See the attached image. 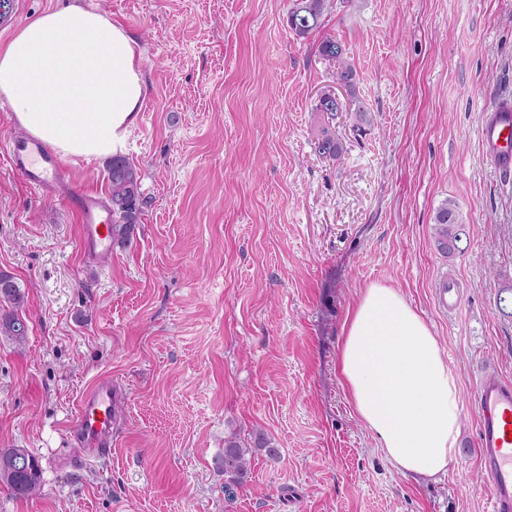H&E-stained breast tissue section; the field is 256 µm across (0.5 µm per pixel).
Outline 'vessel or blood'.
<instances>
[{"instance_id":"1","label":"vessel or blood","mask_w":512,"mask_h":512,"mask_svg":"<svg viewBox=\"0 0 512 512\" xmlns=\"http://www.w3.org/2000/svg\"><path fill=\"white\" fill-rule=\"evenodd\" d=\"M481 136L490 156L501 167L512 165V107L493 112ZM5 153L11 168L32 188L63 192L80 225V247L86 258L111 254L112 224L107 204L97 193L67 190L66 167L27 139H10ZM477 405L476 448L479 465L489 482V512H512V383L480 377L474 386ZM67 436L84 458L100 459L112 449L115 418L112 382L96 380L79 396Z\"/></svg>"}]
</instances>
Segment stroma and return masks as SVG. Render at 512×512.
Masks as SVG:
<instances>
[{
  "label": "stroma",
  "instance_id": "35a3bbf8",
  "mask_svg": "<svg viewBox=\"0 0 512 512\" xmlns=\"http://www.w3.org/2000/svg\"><path fill=\"white\" fill-rule=\"evenodd\" d=\"M0 0V43L48 6ZM143 49L145 93L125 155L139 224L86 262L65 202L0 154V271L26 295L25 343L0 335V448L42 468L38 492L0 484V512H487L474 385L512 382V170L488 157L486 115L512 99V0H348L323 34L349 49L374 122L327 115L336 65L289 30L290 0H91ZM341 158L319 154L323 127ZM72 189L109 197L105 160H66ZM454 199L464 253L435 247ZM460 290L441 312L440 279ZM398 291L455 375L460 431L438 481L402 475L376 447L336 363L364 288ZM108 375V458L69 451L68 419ZM277 457L254 449L256 432ZM251 450L224 493L225 440Z\"/></svg>",
  "mask_w": 512,
  "mask_h": 512
}]
</instances>
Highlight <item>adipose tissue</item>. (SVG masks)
Masks as SVG:
<instances>
[{"label":"adipose tissue","mask_w":512,"mask_h":512,"mask_svg":"<svg viewBox=\"0 0 512 512\" xmlns=\"http://www.w3.org/2000/svg\"><path fill=\"white\" fill-rule=\"evenodd\" d=\"M142 51L95 7H51L0 44V99L31 138L64 159L124 150L141 110ZM359 419L403 475L448 471L459 423L455 378L426 321L373 286L348 318L336 367Z\"/></svg>","instance_id":"adipose-tissue-1"}]
</instances>
